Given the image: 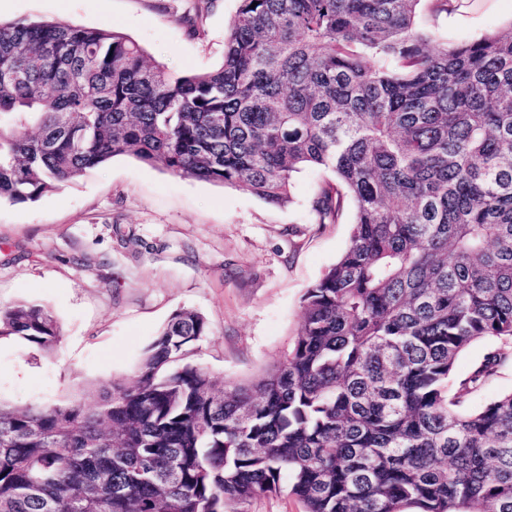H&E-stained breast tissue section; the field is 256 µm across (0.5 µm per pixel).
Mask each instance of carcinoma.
Masks as SVG:
<instances>
[{
    "instance_id": "obj_1",
    "label": "carcinoma",
    "mask_w": 512,
    "mask_h": 512,
    "mask_svg": "<svg viewBox=\"0 0 512 512\" xmlns=\"http://www.w3.org/2000/svg\"><path fill=\"white\" fill-rule=\"evenodd\" d=\"M421 2L240 0L200 73L114 28L0 24V202L128 155L280 204L328 170L317 223L353 211L256 378L191 362L209 326L181 310L95 407L0 401V512H512V392L474 405L512 349V22L448 43ZM0 336L60 342L30 303ZM489 348L490 345L486 342L471 345L460 357L456 366V374L464 376L469 373L475 365L480 363ZM250 512H303V504L293 496L283 494L275 498H261L255 500Z\"/></svg>"
}]
</instances>
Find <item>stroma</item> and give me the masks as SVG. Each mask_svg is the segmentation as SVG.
I'll use <instances>...</instances> for the list:
<instances>
[{"label":"stroma","instance_id":"stroma-1","mask_svg":"<svg viewBox=\"0 0 512 512\" xmlns=\"http://www.w3.org/2000/svg\"><path fill=\"white\" fill-rule=\"evenodd\" d=\"M239 0H0V22L115 27L177 72L224 58ZM419 20L464 42L512 22V0H474ZM331 172L296 173L291 201L243 186L183 179L121 155L37 201L0 203V306L49 309L53 352L0 338V401L79 400L99 382L129 379L171 316L204 315L210 333L192 360L218 380H244L279 358L301 319V299L349 243L351 212L312 221L310 202Z\"/></svg>","mask_w":512,"mask_h":512}]
</instances>
